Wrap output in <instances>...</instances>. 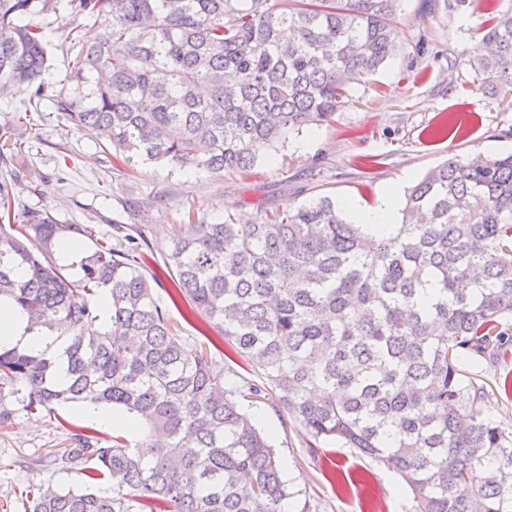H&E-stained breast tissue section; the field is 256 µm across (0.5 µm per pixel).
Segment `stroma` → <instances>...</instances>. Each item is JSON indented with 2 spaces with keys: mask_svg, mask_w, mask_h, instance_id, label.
<instances>
[{
  "mask_svg": "<svg viewBox=\"0 0 512 512\" xmlns=\"http://www.w3.org/2000/svg\"><path fill=\"white\" fill-rule=\"evenodd\" d=\"M497 0H402L391 20L397 57L354 86L331 125L290 131L272 150L274 166L252 173L196 174L139 162L118 164L96 140L69 127L60 113L30 112L34 85L0 94V175L9 174L14 212L47 210L62 224H81L74 256L94 238L116 239V225L144 236L163 260L183 224L212 223L234 215L248 223L267 209L299 206L328 196L338 204L375 206L391 186L406 190L448 158L512 151V96L496 81L474 83L469 56L484 35L483 21ZM49 35L45 95L59 90L75 53L66 12L39 18ZM29 111L18 124L15 113ZM171 285L155 288L187 349L202 338L203 323ZM494 393V413L512 430V362L481 373ZM59 420L23 413L0 429V512H23L21 493L46 475L79 488L83 475L64 469L60 455L71 430L112 429L88 409L59 408ZM272 443L282 472L312 512H410L402 481L384 466L333 441L315 442L304 427L268 404L250 409Z\"/></svg>",
  "mask_w": 512,
  "mask_h": 512,
  "instance_id": "1",
  "label": "stroma"
}]
</instances>
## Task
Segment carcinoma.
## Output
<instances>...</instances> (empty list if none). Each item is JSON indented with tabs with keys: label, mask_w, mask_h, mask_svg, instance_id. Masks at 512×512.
Instances as JSON below:
<instances>
[{
	"label": "carcinoma",
	"mask_w": 512,
	"mask_h": 512,
	"mask_svg": "<svg viewBox=\"0 0 512 512\" xmlns=\"http://www.w3.org/2000/svg\"><path fill=\"white\" fill-rule=\"evenodd\" d=\"M399 2L0 0V86L38 81L36 17L62 8L76 57L53 111L125 164L248 174L284 133L331 122L396 56ZM469 63L475 81L512 93V4L486 21ZM10 219L3 179L0 299L61 351L0 349V428L20 411L95 405L146 431L134 446L72 431L62 463L112 493L47 476L29 512H310L245 411L265 401L315 440L383 464L411 491V512H512V431L468 372L512 357V153L428 170L382 234L329 197L251 224L185 225L164 257L175 292L261 384L228 383L203 343L185 349L135 237L124 251L96 244L72 272L53 252L87 229L48 211Z\"/></svg>",
	"instance_id": "cac0c4a2"
}]
</instances>
